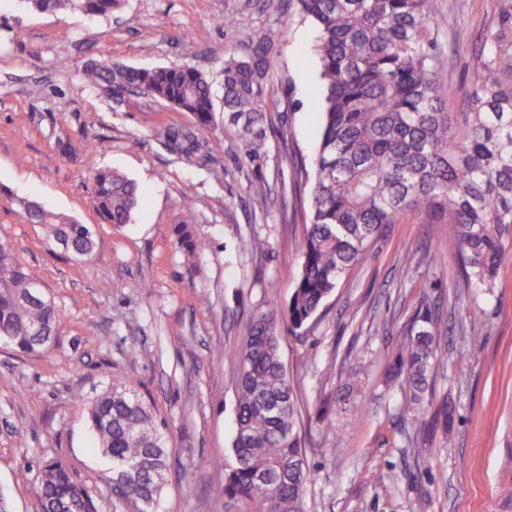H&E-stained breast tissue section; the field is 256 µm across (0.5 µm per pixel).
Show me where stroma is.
<instances>
[{
	"label": "stroma",
	"instance_id": "stroma-1",
	"mask_svg": "<svg viewBox=\"0 0 512 512\" xmlns=\"http://www.w3.org/2000/svg\"><path fill=\"white\" fill-rule=\"evenodd\" d=\"M490 0H434L432 31L449 49L442 82L464 98L488 31ZM270 23L258 0H125L111 15L38 12L0 0V234L54 301L60 336L46 353L22 356L0 344V505L42 512L45 461L62 462L96 512H134L112 495V461L95 446L86 401L113 381L135 386L168 427L167 485L158 512H224L211 489L212 457L233 464L236 376L247 327L270 300L287 306L298 279L306 224L291 163L319 142L317 30L297 8L273 56L277 95L292 103L287 142L272 140L260 171L241 167L233 136L205 130L209 163L176 158L158 129L175 115L151 99L116 101L84 85L83 69L116 61L138 67L183 63L181 39L196 43L191 66L221 87L224 59L241 54ZM474 41L449 47L448 29ZM39 95H32V88ZM139 138L138 150L128 142ZM106 167L133 179L143 199L129 224L102 223L89 175ZM273 189L266 213L248 205L250 179ZM192 187L198 234L208 248L188 255L173 226ZM91 225L90 260L73 261L28 223L18 198ZM269 248L253 253L249 241ZM429 248L437 263L409 269L406 250ZM451 227L419 213L392 225L343 278L301 334L282 332L281 355L301 410L299 432L315 473L306 512H500L496 487L512 460V255L494 289L458 285ZM438 316L436 393L457 405L450 440L416 441L400 422L399 382L388 381L397 334L422 306ZM360 368L352 376V368ZM336 399L328 418L323 399ZM335 454H328V447ZM190 468L193 484L179 473Z\"/></svg>",
	"mask_w": 512,
	"mask_h": 512
}]
</instances>
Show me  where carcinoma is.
<instances>
[{"mask_svg": "<svg viewBox=\"0 0 512 512\" xmlns=\"http://www.w3.org/2000/svg\"><path fill=\"white\" fill-rule=\"evenodd\" d=\"M41 12L107 15L122 0H24ZM318 28L315 52L319 86L315 112L321 127L312 167L296 169L308 186L309 210L303 261L286 313L276 302L254 317L237 373L232 442L235 464L224 468L217 494L224 512H305L314 473L297 433L298 398L280 353V330L307 328L325 300L371 244L388 228L420 212L425 224L455 228L463 288H492L512 249V0H494L489 35L479 52L466 101L452 111L453 89L437 74L443 55L431 33L432 0H296ZM279 25L266 29L243 55L224 60V131L238 141L241 162L259 169L274 134L285 138L290 103L274 100L272 55L288 26L285 0H262ZM81 80L115 99L134 92L187 113L192 124L167 123L158 134L168 152L209 159L198 131L215 125L208 77L188 64L141 68L114 62L87 66ZM100 219L120 227L140 203L135 182L107 168L90 176ZM269 183L250 180V206L265 212ZM26 220L42 225L50 242L72 244L74 260L89 257L95 235L88 224L55 214L36 201H19ZM191 189L183 192L174 227L176 243L190 254L207 247L194 233ZM37 279L0 237V338L22 354L48 349L59 335L57 309L33 295ZM438 360L432 309L420 310L402 331L387 377L400 381L399 407L424 436L452 434L456 405L431 391ZM87 419L97 447L112 459V493L143 498L153 512L161 496L159 476L168 467L163 425L132 384L114 382L90 401ZM41 491L79 502L94 512L86 488L59 461L43 465Z\"/></svg>", "mask_w": 512, "mask_h": 512, "instance_id": "carcinoma-1", "label": "carcinoma"}]
</instances>
